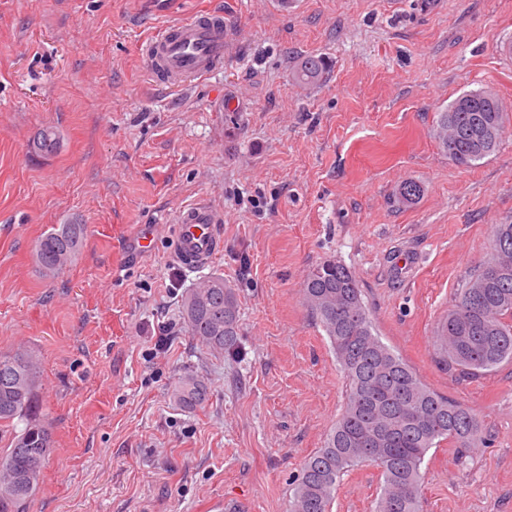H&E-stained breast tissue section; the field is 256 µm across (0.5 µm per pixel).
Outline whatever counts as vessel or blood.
<instances>
[{
    "instance_id": "vessel-or-blood-1",
    "label": "vessel or blood",
    "mask_w": 512,
    "mask_h": 512,
    "mask_svg": "<svg viewBox=\"0 0 512 512\" xmlns=\"http://www.w3.org/2000/svg\"><path fill=\"white\" fill-rule=\"evenodd\" d=\"M229 43L222 12L194 14L167 27L147 45L148 76L172 87L208 76L223 66ZM219 222L207 203L181 208L172 242L173 257L185 265L207 263L222 246Z\"/></svg>"
}]
</instances>
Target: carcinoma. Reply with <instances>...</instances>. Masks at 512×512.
<instances>
[{
  "instance_id": "cac0c4a2",
  "label": "carcinoma",
  "mask_w": 512,
  "mask_h": 512,
  "mask_svg": "<svg viewBox=\"0 0 512 512\" xmlns=\"http://www.w3.org/2000/svg\"><path fill=\"white\" fill-rule=\"evenodd\" d=\"M323 60L302 59L297 79L319 78ZM466 91L437 113L436 136L441 151L458 166H471L494 153L507 119L475 98L467 111L460 101ZM54 129L39 133L35 148L56 149ZM413 180L399 185L395 202L411 205L421 196ZM82 224H55L36 243V256L48 275L58 273L82 248ZM481 288H470L473 279ZM303 301L328 337L347 379L343 412L322 448L304 463L290 512H330L342 477L364 463L381 474L375 512H417L421 466L428 451L444 441L468 453L483 444L477 417L462 404L440 396L382 342L352 272L339 262L319 264L302 286ZM187 332L213 353L238 348L239 310L234 289L222 276H210L190 290L182 304ZM443 361L464 376L477 377L512 362V224L492 227L491 256L469 272L457 289L437 336ZM19 376L9 388L0 386V432L11 435L0 453V512H27L43 479L53 448L50 424L35 411L41 363L24 350L0 355V369ZM206 377L185 374L175 390L185 407L201 406L208 397ZM24 428L15 431V423Z\"/></svg>"
}]
</instances>
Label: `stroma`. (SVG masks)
I'll list each match as a JSON object with an SVG mask.
<instances>
[{
  "label": "stroma",
  "mask_w": 512,
  "mask_h": 512,
  "mask_svg": "<svg viewBox=\"0 0 512 512\" xmlns=\"http://www.w3.org/2000/svg\"><path fill=\"white\" fill-rule=\"evenodd\" d=\"M211 9L234 31L223 70L153 83L146 42ZM509 42L512 0H298L288 14L275 0H0V354L40 359L37 412L55 441L30 512H289L345 401L302 300L327 260L354 274L383 343L481 424L470 454L428 452L418 512H512V362L467 378L436 344L492 225L512 224V118L472 167L433 131L469 90L512 114ZM311 55L325 69L306 85L294 71ZM48 127L59 144L43 153L33 141ZM407 179L419 200L392 205ZM202 200L222 249L174 263L175 216ZM56 224L87 234L48 279L35 243ZM210 275L237 293L235 356L181 317ZM191 371L210 379L193 410L174 397ZM381 482L356 467L332 512H374Z\"/></svg>",
  "instance_id": "35a3bbf8"
}]
</instances>
